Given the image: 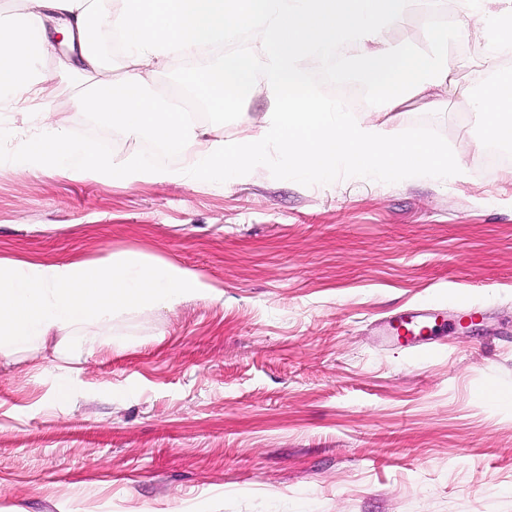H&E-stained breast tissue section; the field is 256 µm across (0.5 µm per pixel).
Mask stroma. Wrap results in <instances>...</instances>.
Returning <instances> with one entry per match:
<instances>
[{"label":"stroma","instance_id":"stroma-1","mask_svg":"<svg viewBox=\"0 0 512 512\" xmlns=\"http://www.w3.org/2000/svg\"><path fill=\"white\" fill-rule=\"evenodd\" d=\"M451 15L448 67L470 95L440 113L409 102L396 122L463 153L455 181L302 177L273 147L229 185L0 168V258L133 251L219 291L114 323L69 375L49 346L0 363V512H512V161L490 160L471 112L512 66L474 77L493 47L462 0H418L388 38L430 52L426 19ZM71 52L60 39L40 61L55 94L37 108L93 142L54 70ZM306 70L312 91L357 89L354 116L375 115L352 70ZM269 107L259 91L204 123L240 138ZM37 131L0 102V158ZM416 305L448 320L434 351L381 333ZM463 305L479 320L462 325Z\"/></svg>","mask_w":512,"mask_h":512}]
</instances>
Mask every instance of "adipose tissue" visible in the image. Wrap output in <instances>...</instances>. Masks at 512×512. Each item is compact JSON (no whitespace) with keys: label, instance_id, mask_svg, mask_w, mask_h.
I'll list each match as a JSON object with an SVG mask.
<instances>
[{"label":"adipose tissue","instance_id":"ef3b65f1","mask_svg":"<svg viewBox=\"0 0 512 512\" xmlns=\"http://www.w3.org/2000/svg\"><path fill=\"white\" fill-rule=\"evenodd\" d=\"M414 0H21L22 24L0 22V99H43L50 75L33 61L46 57L55 36L78 38L77 58L62 71L87 75L89 88L75 93L71 108L111 121L127 137H149L173 152H193L192 170L157 168L137 154H103L92 143L73 141L51 112L35 113L38 135L18 146L30 166H60L82 175L128 185L246 177L277 144L298 171L329 177L337 169L356 176L393 177L423 173L454 178L463 166L438 142L414 140L386 118L408 100L428 98L432 88L451 86L448 17L431 28L434 50L421 55L388 43L387 30L409 13ZM118 34L127 70L114 77L97 49L102 29ZM250 37L253 54H230L212 63L207 48ZM179 55L191 60L184 93L221 112L230 101L263 85L271 110L263 123L239 139L217 129L199 130L179 95L162 105L149 96L141 73ZM328 67L358 65L378 95L384 121L359 122L344 104L314 96L305 60ZM183 93V94H184ZM487 136L512 145V80L487 84L473 102ZM196 271L145 259L135 252L99 260L48 264L0 259V360L44 346L62 336L87 350L106 344L104 328L131 310L172 309L185 299L214 296Z\"/></svg>","mask_w":512,"mask_h":512}]
</instances>
